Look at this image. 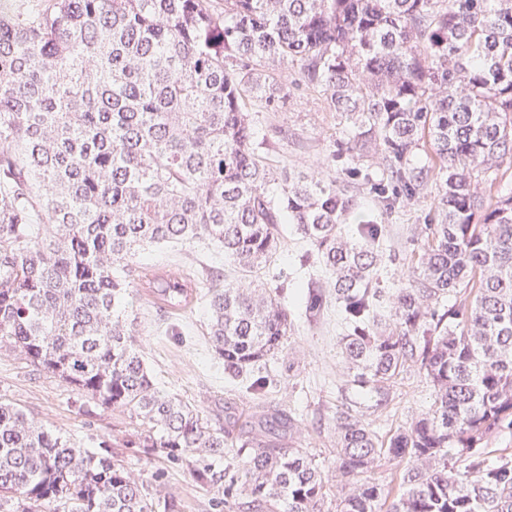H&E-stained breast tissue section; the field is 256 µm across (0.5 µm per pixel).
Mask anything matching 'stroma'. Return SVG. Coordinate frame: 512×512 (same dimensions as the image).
<instances>
[{"label": "stroma", "instance_id": "obj_1", "mask_svg": "<svg viewBox=\"0 0 512 512\" xmlns=\"http://www.w3.org/2000/svg\"><path fill=\"white\" fill-rule=\"evenodd\" d=\"M271 127L282 129L271 154L276 170L306 171L323 167L325 174L340 177V170L326 166L325 160L335 143L344 140L345 130L335 113L329 112L320 89L301 87L288 92V102L270 116ZM434 213V189L426 187L415 199L401 203L384 213L385 253L395 262H383L379 268L382 285L393 286L408 277L415 266L416 246L413 229L427 223ZM285 244L273 266L263 275L264 282L283 279L288 283V311L294 329L282 354L272 363L283 376L265 405L254 404L224 376L222 364L206 335L208 319L207 291L199 289L193 304L185 312L172 315L153 304L142 290L131 294L132 310L140 329L138 343L145 363L159 387L184 402L198 406L216 423L225 414L247 419L268 412L292 416L301 425L297 434L283 432L281 442L314 455L325 469H333L336 459L332 416L344 403L339 387L344 380L336 324V297L331 277L319 273L318 286L324 296L319 320H309L305 305L296 294L309 274L300 266L308 245L292 231H285ZM140 263L161 271L178 266L191 279H204L210 265H219L225 282L236 274L229 261H216L211 245L205 241L154 245L142 252ZM433 388L427 378L411 369L398 379L392 400L385 410L364 414L363 419L379 435L392 434L410 423L432 402ZM0 397L23 407L42 424L81 443L93 447L99 439L134 430L135 422L109 412L85 413L79 410L77 396L57 379L37 370L15 352L0 350ZM130 469L143 479L163 469V492L174 504V512H214L212 495L197 486L187 467L159 465L146 456L129 458Z\"/></svg>", "mask_w": 512, "mask_h": 512}]
</instances>
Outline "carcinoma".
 <instances>
[{"instance_id": "cac0c4a2", "label": "carcinoma", "mask_w": 512, "mask_h": 512, "mask_svg": "<svg viewBox=\"0 0 512 512\" xmlns=\"http://www.w3.org/2000/svg\"><path fill=\"white\" fill-rule=\"evenodd\" d=\"M4 2L0 348L139 430L119 457L1 399L0 512H155L126 467L134 454L192 463L216 512H321L329 475L282 447V418L221 426L163 392L129 315L144 247L209 241L240 278L208 289L207 336L224 374L264 395L254 372L292 331L278 292L259 284L283 224L309 245L303 265L334 277L351 386L375 394L377 410L410 368L434 388L430 407L383 440L358 402L336 411L339 512H512V459L478 448L512 426V192L486 206L478 190L512 168V0ZM286 63L344 125L330 164L362 174L381 210L436 173L434 222L393 288L377 274L384 225L351 182L266 162L262 113L288 99ZM369 156L376 166L360 170ZM145 284L172 312L197 291L171 270ZM322 303L308 290L309 319ZM456 456L465 470L448 465ZM382 457L408 464L395 498L357 480Z\"/></svg>"}]
</instances>
